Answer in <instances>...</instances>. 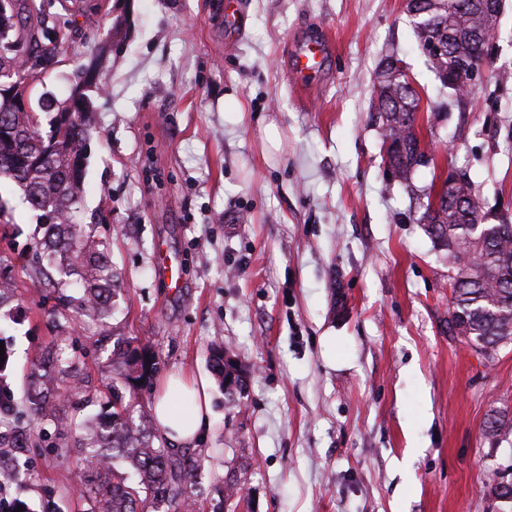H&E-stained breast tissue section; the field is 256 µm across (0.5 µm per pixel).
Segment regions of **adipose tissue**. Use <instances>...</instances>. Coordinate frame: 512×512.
<instances>
[{
    "mask_svg": "<svg viewBox=\"0 0 512 512\" xmlns=\"http://www.w3.org/2000/svg\"><path fill=\"white\" fill-rule=\"evenodd\" d=\"M153 413L162 438L182 446L197 444L210 427L207 380L186 375L168 378Z\"/></svg>",
    "mask_w": 512,
    "mask_h": 512,
    "instance_id": "ef3b65f1",
    "label": "adipose tissue"
}]
</instances>
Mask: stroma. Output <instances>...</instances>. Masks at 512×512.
I'll list each match as a JSON object with an SVG mask.
<instances>
[{
    "instance_id": "obj_1",
    "label": "stroma",
    "mask_w": 512,
    "mask_h": 512,
    "mask_svg": "<svg viewBox=\"0 0 512 512\" xmlns=\"http://www.w3.org/2000/svg\"><path fill=\"white\" fill-rule=\"evenodd\" d=\"M45 27L70 38L34 84L65 98L95 66L94 132L78 221L107 247L110 317L78 307L75 277L36 268L42 231L21 190L0 180L12 213L0 223V309L12 357L0 379L22 400L33 360L50 345L80 370L89 401L54 403L21 495L34 512H85L77 456L59 426L112 411V352L149 344L163 374L210 378L223 347L245 376L239 407L212 383L195 512H214L229 460L243 464L249 506L237 512H497L488 493L512 466V343L486 361L448 333V263L416 224V205L385 169L374 120L376 74L396 52L426 96L417 130L436 168L465 172L489 223H512V0L467 96L442 94L417 47L403 0H86ZM325 32L326 74L297 93L284 54L298 32ZM280 146L264 153L261 121ZM175 256L174 290L157 270ZM47 288H32L33 279Z\"/></svg>"
}]
</instances>
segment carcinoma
I'll return each instance as SVG.
<instances>
[{"mask_svg":"<svg viewBox=\"0 0 512 512\" xmlns=\"http://www.w3.org/2000/svg\"><path fill=\"white\" fill-rule=\"evenodd\" d=\"M457 3L422 0L432 25L414 27L422 48L432 39L448 40L449 52L431 58V63L442 88L451 90L448 54L462 53L477 64L484 60L481 49L466 40L484 19L474 7L461 9ZM42 13L36 0H0V78L10 80L0 84V178L17 185L38 212L44 233L32 243V254L64 262L60 273L66 276L78 272L83 288L80 309L101 320L109 314L114 292L112 262L107 247L85 225L73 222L88 159L93 108L87 91L95 74L80 70L63 101L44 92L38 110L23 108L27 75L19 67L20 57H26L33 73L45 68L67 29L64 25L42 33L48 43L36 51L25 47L20 32L39 22ZM399 63L393 55L386 58L378 74L376 108L387 138L401 143L389 156L393 178L419 200L416 223L446 251L453 273L448 332L490 362L497 348L512 340V224L485 223L483 200L464 177L451 193L443 186L437 206L429 201L431 192L414 185L412 176L423 150L416 130L420 97L407 84ZM43 113L50 115L46 136L41 131ZM211 362L226 392L242 389L241 375L224 359L223 350H214ZM112 365L120 382L112 386V415L106 421L98 416L85 419L74 428L81 448L79 495L87 502V512H142L147 504L154 512L171 504L179 505L181 512H194L192 485L202 459L172 452L159 439L154 418L136 410L141 391L154 384L162 369L160 357L151 346L129 341L113 351ZM64 378L76 380L70 362L53 351L36 359L23 401L26 422L21 425L15 424L14 405L0 378V490L29 479V469L18 455L1 449L39 444L44 422L52 419L58 381ZM244 486L238 468H231L221 490L224 503L238 506L246 501Z\"/></svg>","mask_w":512,"mask_h":512,"instance_id":"1","label":"carcinoma"}]
</instances>
